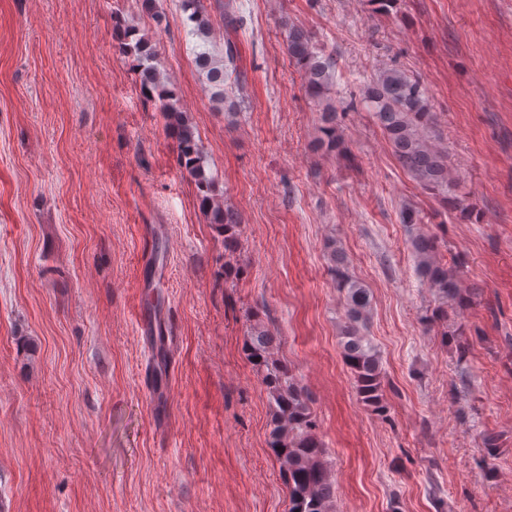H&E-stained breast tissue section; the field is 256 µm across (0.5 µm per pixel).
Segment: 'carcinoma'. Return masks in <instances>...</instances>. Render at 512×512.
<instances>
[{
    "label": "carcinoma",
    "instance_id": "cac0c4a2",
    "mask_svg": "<svg viewBox=\"0 0 512 512\" xmlns=\"http://www.w3.org/2000/svg\"><path fill=\"white\" fill-rule=\"evenodd\" d=\"M191 11L190 20L202 31L208 25L202 0H185ZM288 55L304 72L311 95L323 97L333 82L336 61L321 54L309 33L291 27L287 35ZM124 52L137 56L141 85L145 92H158L159 110L179 143V164L195 179L201 203L210 223L224 229V251L239 247V218L235 211L214 198L212 180L206 175L205 160L195 138V131L164 86L156 68L148 42L138 39L126 45ZM237 51L226 43L224 57L214 58L201 51L196 65L215 89L214 100L224 103V82L237 75ZM362 103L373 112L391 144L400 165L423 186L448 192V156L432 147L427 131L435 123L428 107L426 88L419 79L396 67L378 70L362 91ZM322 144L331 151L340 149L339 112L326 104L322 113ZM418 275L437 289L444 301L461 298L458 271L450 270L438 257L437 240L418 236L413 240ZM331 249V275L336 288L345 293L346 322L341 330L343 358L356 384L358 397L365 406L383 408L382 373L376 349L362 334L370 305L369 291L349 274L342 252ZM275 337L261 322L247 331L245 349L249 361L262 371V383L269 398V445L280 464V473L288 488L289 512H335V483L325 460V449L316 433L309 400L287 364L274 358Z\"/></svg>",
    "mask_w": 512,
    "mask_h": 512
}]
</instances>
